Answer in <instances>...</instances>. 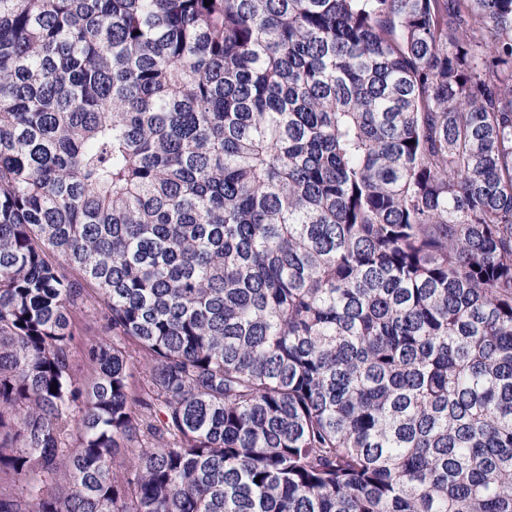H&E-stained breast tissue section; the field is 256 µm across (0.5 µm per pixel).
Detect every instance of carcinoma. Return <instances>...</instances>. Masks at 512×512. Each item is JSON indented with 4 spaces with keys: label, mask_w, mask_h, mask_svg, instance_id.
<instances>
[{
    "label": "carcinoma",
    "mask_w": 512,
    "mask_h": 512,
    "mask_svg": "<svg viewBox=\"0 0 512 512\" xmlns=\"http://www.w3.org/2000/svg\"><path fill=\"white\" fill-rule=\"evenodd\" d=\"M0 512H512V0H0ZM103 320L100 315L89 316L82 322L79 328L80 339L74 349V358L78 365H83V341L88 337L102 334Z\"/></svg>",
    "instance_id": "obj_1"
}]
</instances>
